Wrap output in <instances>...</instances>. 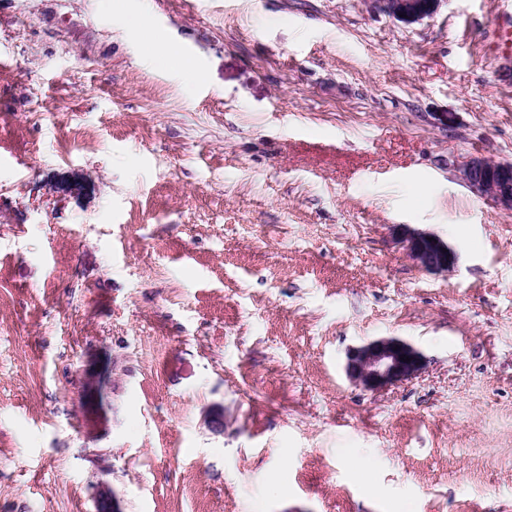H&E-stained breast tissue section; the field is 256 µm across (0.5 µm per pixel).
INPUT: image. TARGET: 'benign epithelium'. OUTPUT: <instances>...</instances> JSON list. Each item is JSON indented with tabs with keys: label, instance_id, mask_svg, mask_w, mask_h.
Listing matches in <instances>:
<instances>
[{
	"label": "benign epithelium",
	"instance_id": "1",
	"mask_svg": "<svg viewBox=\"0 0 512 512\" xmlns=\"http://www.w3.org/2000/svg\"><path fill=\"white\" fill-rule=\"evenodd\" d=\"M440 0H373L376 9L402 21L416 22L432 15ZM460 179L471 190L495 205L512 211V165L483 157H471L457 165ZM405 250L421 268L446 272L457 259L455 251L440 237L421 232L403 236ZM424 368V356L412 344L399 338H381L352 349L345 373L356 386L370 392L388 389L417 377Z\"/></svg>",
	"mask_w": 512,
	"mask_h": 512
}]
</instances>
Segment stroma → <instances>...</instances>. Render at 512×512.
Listing matches in <instances>:
<instances>
[{
	"mask_svg": "<svg viewBox=\"0 0 512 512\" xmlns=\"http://www.w3.org/2000/svg\"><path fill=\"white\" fill-rule=\"evenodd\" d=\"M510 15L0 0V512H512V212L455 172L512 162ZM126 22L136 27L140 32L144 41H146L150 48V55L152 58L180 69L182 74L189 80H194L197 77L195 66L176 55L169 46L156 40L148 14L141 13L129 16L126 18ZM403 243L409 257L427 271L446 272L456 263L455 251L434 234L407 232L404 233ZM423 368L424 356L412 344L399 338H381L352 349L345 373L355 386L378 392L416 378Z\"/></svg>",
	"mask_w": 512,
	"mask_h": 512,
	"instance_id": "1",
	"label": "stroma"
}]
</instances>
